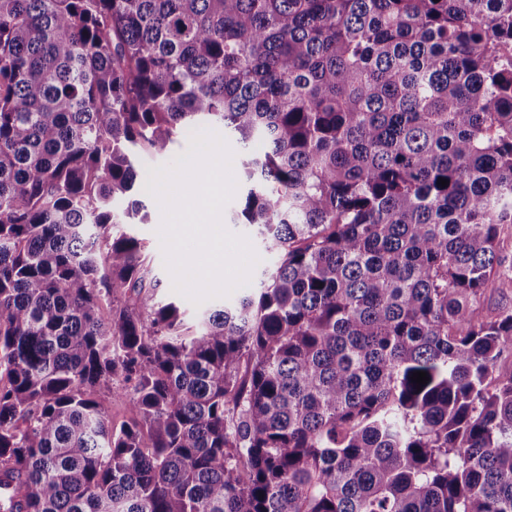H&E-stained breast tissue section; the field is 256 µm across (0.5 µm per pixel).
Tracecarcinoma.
Masks as SVG:
<instances>
[{"mask_svg":"<svg viewBox=\"0 0 512 512\" xmlns=\"http://www.w3.org/2000/svg\"><path fill=\"white\" fill-rule=\"evenodd\" d=\"M205 125L275 261L189 325L112 229ZM491 284L512 0H0V512H512ZM134 417L135 413L129 399H109L108 419L112 425L119 427L123 423L130 422Z\"/></svg>","mask_w":512,"mask_h":512,"instance_id":"cac0c4a2","label":"carcinoma"}]
</instances>
